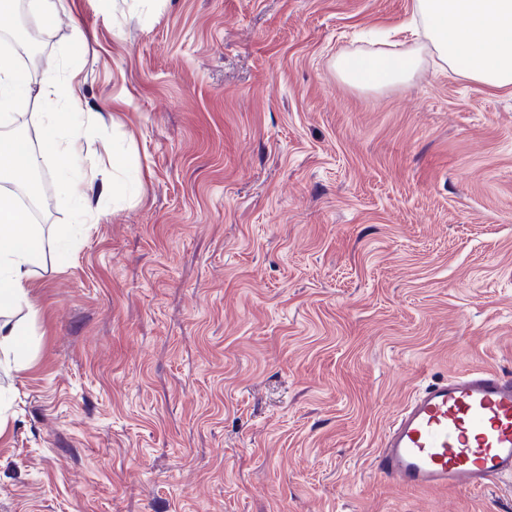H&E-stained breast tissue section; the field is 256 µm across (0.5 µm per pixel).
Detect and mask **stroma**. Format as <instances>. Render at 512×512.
I'll return each mask as SVG.
<instances>
[{
  "instance_id": "stroma-1",
  "label": "stroma",
  "mask_w": 512,
  "mask_h": 512,
  "mask_svg": "<svg viewBox=\"0 0 512 512\" xmlns=\"http://www.w3.org/2000/svg\"><path fill=\"white\" fill-rule=\"evenodd\" d=\"M414 5L65 0L48 22L19 0L44 42L18 68L77 73L106 186L32 268L26 368L0 365V512H512V479L371 468L418 385L512 374V87L448 74ZM370 29L419 52L407 82L339 78Z\"/></svg>"
}]
</instances>
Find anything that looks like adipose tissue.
<instances>
[{
	"mask_svg": "<svg viewBox=\"0 0 512 512\" xmlns=\"http://www.w3.org/2000/svg\"><path fill=\"white\" fill-rule=\"evenodd\" d=\"M415 14L426 38L452 76L489 87L512 85V0H416ZM419 65L416 55L339 59L338 75L357 88H382L410 79ZM31 89L10 52L0 51V120L27 102ZM102 122L85 112L77 124L62 128L48 113L39 147L17 133H0V350L19 347L25 329L11 321L13 311L29 305L31 269L46 255L61 257V245L45 241L39 225L20 209L11 190L26 176L40 172L47 156L73 160L70 147L85 131Z\"/></svg>",
	"mask_w": 512,
	"mask_h": 512,
	"instance_id": "obj_1",
	"label": "adipose tissue"
}]
</instances>
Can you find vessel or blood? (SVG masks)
<instances>
[{
	"label": "vessel or blood",
	"mask_w": 512,
	"mask_h": 512,
	"mask_svg": "<svg viewBox=\"0 0 512 512\" xmlns=\"http://www.w3.org/2000/svg\"><path fill=\"white\" fill-rule=\"evenodd\" d=\"M414 490L475 491L512 476V375L474 368L418 387L372 459Z\"/></svg>",
	"instance_id": "vessel-or-blood-1"
}]
</instances>
